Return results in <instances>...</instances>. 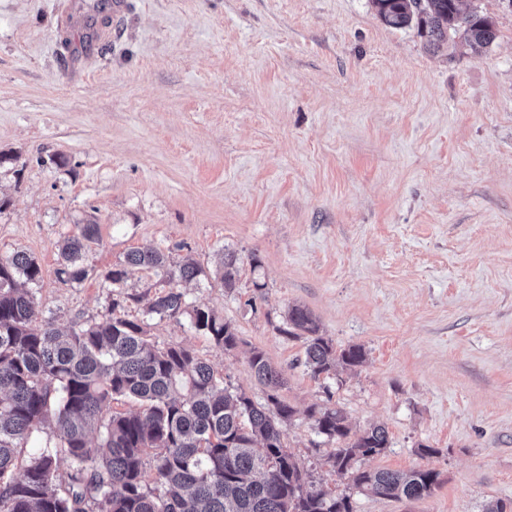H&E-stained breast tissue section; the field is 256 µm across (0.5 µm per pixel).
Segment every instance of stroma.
<instances>
[{
	"mask_svg": "<svg viewBox=\"0 0 512 512\" xmlns=\"http://www.w3.org/2000/svg\"><path fill=\"white\" fill-rule=\"evenodd\" d=\"M69 0H0V257L42 268L31 291L61 325L112 316L103 279L134 248L203 272L188 304L236 328L227 352L189 315L146 316L263 400V350L294 408L289 450L325 487L312 405L353 430L384 425L366 469H431L417 501L352 491L354 512H483L512 506V8L464 0L497 38L474 52L427 47L371 0H125L118 30L73 45ZM95 222L83 284L56 273L58 245ZM238 256L236 286L215 275ZM365 362L313 378L302 341L279 333L291 306ZM432 447L429 455L420 454Z\"/></svg>",
	"mask_w": 512,
	"mask_h": 512,
	"instance_id": "obj_1",
	"label": "stroma"
}]
</instances>
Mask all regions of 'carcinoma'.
Instances as JSON below:
<instances>
[{
  "label": "carcinoma",
  "mask_w": 512,
  "mask_h": 512,
  "mask_svg": "<svg viewBox=\"0 0 512 512\" xmlns=\"http://www.w3.org/2000/svg\"><path fill=\"white\" fill-rule=\"evenodd\" d=\"M382 22L416 26L428 47L459 35L475 49H489L497 35L492 20L461 0H372ZM99 241V225H77L59 248L63 280L89 277L83 257ZM238 258L224 253L217 275L236 286ZM167 281L146 314L176 319L189 313L194 329L232 351L235 327L212 309H187L180 285L196 280L201 264L170 265L157 248L128 252L106 280L122 288L134 270ZM42 270L23 251L0 258V512H353L350 495L324 489L288 450L283 424L294 409L280 399L286 379L255 349L249 367L267 389L262 402L224 384L195 353L159 346L142 320L113 316L61 328L39 318L34 295ZM279 331L304 339V365L327 378L363 363L358 345L336 349L320 334L317 319L295 305ZM132 399L140 409L117 413L111 404ZM317 433L339 443L326 464L341 480L374 496L422 499L438 486L431 469L366 470L359 460L389 444L385 427L372 425L351 436L342 410L309 409ZM53 427L54 440L37 455L22 449L34 433ZM69 462L62 473L59 464ZM153 485L144 481L146 469Z\"/></svg>",
  "instance_id": "obj_1"
}]
</instances>
